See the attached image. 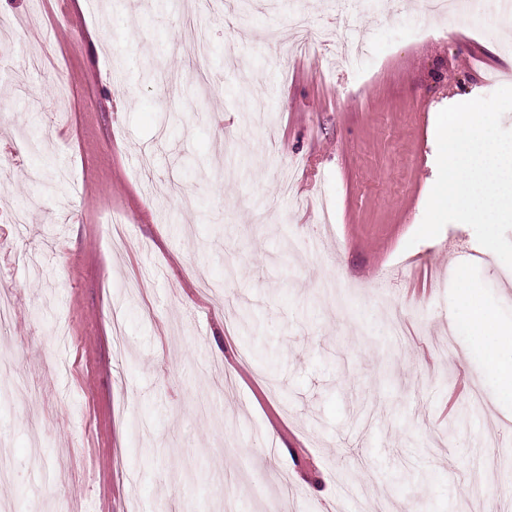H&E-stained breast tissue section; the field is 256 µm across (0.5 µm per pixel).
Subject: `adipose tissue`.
I'll return each instance as SVG.
<instances>
[{
  "mask_svg": "<svg viewBox=\"0 0 512 512\" xmlns=\"http://www.w3.org/2000/svg\"><path fill=\"white\" fill-rule=\"evenodd\" d=\"M467 323L474 333V344L484 353L485 371L497 378L505 395L512 397V327H502L479 302L471 303Z\"/></svg>",
  "mask_w": 512,
  "mask_h": 512,
  "instance_id": "obj_1",
  "label": "adipose tissue"
}]
</instances>
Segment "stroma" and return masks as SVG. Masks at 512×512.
Returning <instances> with one entry per match:
<instances>
[{
	"label": "stroma",
	"mask_w": 512,
	"mask_h": 512,
	"mask_svg": "<svg viewBox=\"0 0 512 512\" xmlns=\"http://www.w3.org/2000/svg\"><path fill=\"white\" fill-rule=\"evenodd\" d=\"M74 2L0 0V238L33 257L0 252L31 392L0 380V503L506 512L512 399L466 313L512 325V268L462 223L412 239L438 113L512 86L492 0ZM296 10L333 41L301 52Z\"/></svg>",
	"instance_id": "35a3bbf8"
}]
</instances>
